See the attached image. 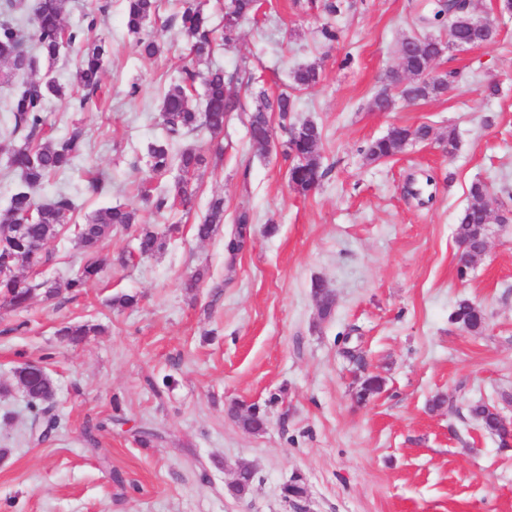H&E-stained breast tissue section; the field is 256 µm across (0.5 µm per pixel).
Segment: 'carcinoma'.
I'll return each mask as SVG.
<instances>
[{
    "label": "carcinoma",
    "instance_id": "cac0c4a2",
    "mask_svg": "<svg viewBox=\"0 0 512 512\" xmlns=\"http://www.w3.org/2000/svg\"><path fill=\"white\" fill-rule=\"evenodd\" d=\"M68 0H34L32 6L33 28L22 24L20 14L24 11V0H0V82L8 84L19 73L36 71L40 61L51 66L66 47H79L81 58L73 81V91L79 94V107L85 108L97 98L101 89V75L108 50L105 41L92 40L89 33L97 27V18L91 16L86 25L72 29L64 24ZM158 0H126L125 24L135 37L142 56L152 58L161 50L157 37L146 30V26L158 13ZM259 9V0H225L224 30L215 35L208 15L200 0H181V10L173 16L187 40L191 64L182 68L178 79L169 85L162 97L160 112L164 137L148 146L150 172L161 175L177 167L181 177L173 187L154 194L146 186L138 189V197L146 208L156 214L181 205L192 208L198 192L195 176L207 167V153L191 145L178 153L171 146L188 134L205 131L210 136V149L215 155L224 154V141L219 136L224 131L229 115L240 107L237 86L249 85L252 74L247 69H238L232 74L224 68L211 64L217 41L228 46L234 42V34L243 20L252 18ZM452 16L454 25L448 29V42H469L473 45L494 43L495 33H485L471 28L467 20L471 16L469 0H436L434 18ZM442 41L432 37H406L398 48L400 77L378 96L384 99L399 98L414 104L431 97L448 93V75L425 77V72L434 68L437 59L445 52ZM208 63L205 71L196 65ZM205 86L203 109L194 104L191 90L196 79ZM293 83L299 88H308L320 80L319 69L314 65L300 67L293 72ZM66 87L50 74L45 73L27 79L16 87L9 103L11 128L9 137L18 141L12 149L9 163L17 173L20 184L10 198L8 208L0 213V266L14 270L19 266H37L52 261L53 254L30 257L31 243L55 237L63 230L75 211V202L65 192H58L49 199L40 200L37 190L50 178L70 169L83 154L85 134L75 127L63 137L52 133L45 112L52 98L66 97ZM296 102L287 94L271 99L261 96L259 104L249 118V139L258 150H265L272 133L270 114L278 113L281 126L287 134L284 156L290 161L289 182L295 190L304 194L313 190L325 176L317 151L322 143L321 129L312 121L299 124L288 123V114L295 111ZM431 128L420 125L392 126L380 138L371 141L364 149L370 162L386 160L412 142H424ZM488 185L480 180L469 187L468 206L459 217L455 229L456 242L476 245L484 239L482 224L487 219ZM31 213L35 221L21 232L14 231L24 214ZM138 209L116 205L93 213L84 224L78 225L75 239L84 254V263L79 275L68 279L64 288H49L45 298L52 300L61 292L77 294L87 282L96 277L103 267L99 256L100 243L117 227L129 228L138 223ZM224 223V198L214 196L208 204L202 222L194 225L197 238H209L217 226ZM177 224L169 225L162 233L144 226L136 231L131 243L118 257V264L126 267L135 259L149 257L162 249L166 237L179 232ZM252 239L249 216L241 213L236 218L235 228L224 240L226 253L240 254ZM328 288L322 280L312 284L314 299L323 304V317L332 315L334 306L327 295ZM32 299V288L14 274L0 278V302L12 308H25ZM450 320L463 328L480 333L485 327V316L481 309L469 301H461L450 314ZM18 384L30 395L29 405L35 415L45 413L43 404L55 394V385L46 371L33 363H24L15 373ZM383 380L374 374L360 379L356 396L366 400L379 393ZM473 414L489 432L501 435L506 427L501 425L495 413L484 404L472 408ZM231 414L244 430L252 433L262 431L265 413L256 404L232 408Z\"/></svg>",
    "mask_w": 512,
    "mask_h": 512
}]
</instances>
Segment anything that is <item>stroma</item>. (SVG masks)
<instances>
[{
    "label": "stroma",
    "instance_id": "obj_1",
    "mask_svg": "<svg viewBox=\"0 0 512 512\" xmlns=\"http://www.w3.org/2000/svg\"><path fill=\"white\" fill-rule=\"evenodd\" d=\"M261 3L214 58L225 72L255 75L225 125L226 153L210 158L191 211L154 215L135 193L147 177L159 190L171 182L149 177L146 153L163 137L161 95L184 64L176 4L162 0V51L144 58L124 0H70L66 25L102 11L97 34L110 54L94 104L51 101L54 133L82 127L86 150L40 194L69 192L78 224L123 204L155 230L177 223L181 232L124 269L116 257L134 231L115 228L101 272L76 296L48 301L39 288L81 267L71 234L51 240L49 264L18 268L37 289L28 310L0 304V512H512V443L470 412L489 403L512 416V223L488 224V248L466 269L454 234L474 181L490 185L495 210H512V19H501L496 43L437 61L435 73L455 75L448 94L380 112L373 97L398 64L399 42L447 36L446 22L430 17L433 0H345L336 14L324 0ZM326 25L336 41L322 37ZM310 64L321 80L297 92L292 117L320 127L326 175L302 194L288 181L284 133L260 152L247 118L261 93L291 89L293 72ZM491 83L497 96L485 93ZM422 124L429 141L365 160L391 126ZM450 133L451 155L440 144ZM90 172L102 194L86 193ZM215 194L224 222L198 239L193 226ZM243 212L252 240L232 258L224 237ZM199 268L208 274L192 283ZM317 279L336 296L326 319L311 294ZM122 293L138 294V305L110 307ZM462 300L482 305L483 332L450 321ZM85 321L100 332L77 345L58 336ZM24 361L43 364L55 383L48 418H35L16 383ZM370 373L384 388L356 403ZM440 396L445 405L432 409ZM234 402L261 406L265 431L231 419ZM141 431L158 441L139 446ZM241 464L255 472L242 499L229 490ZM297 473L307 494L285 501Z\"/></svg>",
    "mask_w": 512,
    "mask_h": 512
}]
</instances>
